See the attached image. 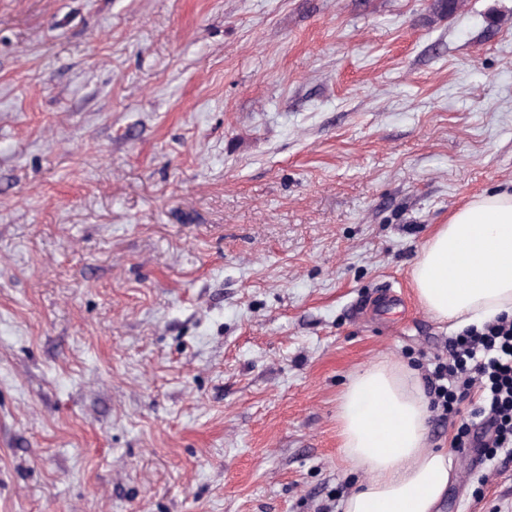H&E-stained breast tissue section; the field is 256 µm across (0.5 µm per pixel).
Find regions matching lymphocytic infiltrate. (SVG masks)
<instances>
[{"instance_id": "lymphocytic-infiltrate-1", "label": "lymphocytic infiltrate", "mask_w": 512, "mask_h": 512, "mask_svg": "<svg viewBox=\"0 0 512 512\" xmlns=\"http://www.w3.org/2000/svg\"><path fill=\"white\" fill-rule=\"evenodd\" d=\"M438 421L456 434L452 447L479 445L484 456L512 447V316L503 314L456 336L449 357L426 376Z\"/></svg>"}]
</instances>
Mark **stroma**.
I'll return each mask as SVG.
<instances>
[{
	"label": "stroma",
	"mask_w": 512,
	"mask_h": 512,
	"mask_svg": "<svg viewBox=\"0 0 512 512\" xmlns=\"http://www.w3.org/2000/svg\"><path fill=\"white\" fill-rule=\"evenodd\" d=\"M0 0V512H342L337 411L457 331L411 270L512 190V0ZM452 427L439 512H512Z\"/></svg>",
	"instance_id": "1"
}]
</instances>
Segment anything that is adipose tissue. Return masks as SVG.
I'll return each instance as SVG.
<instances>
[{"mask_svg":"<svg viewBox=\"0 0 512 512\" xmlns=\"http://www.w3.org/2000/svg\"><path fill=\"white\" fill-rule=\"evenodd\" d=\"M412 283L434 318L464 327L512 312V191L473 198L422 246ZM428 404L400 365L353 374L341 396L345 461L367 477L343 512H435L449 480L445 452L428 448Z\"/></svg>","mask_w":512,"mask_h":512,"instance_id":"1","label":"adipose tissue"}]
</instances>
